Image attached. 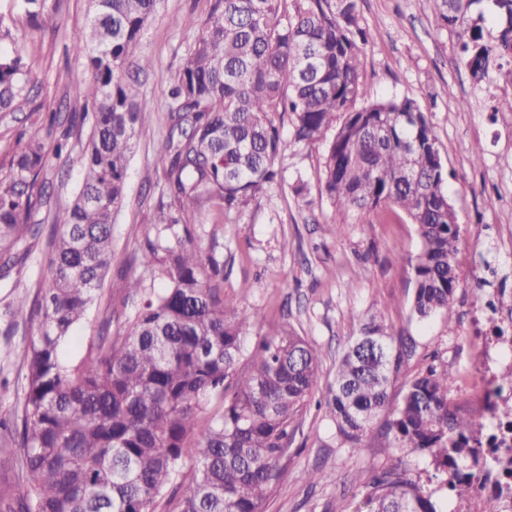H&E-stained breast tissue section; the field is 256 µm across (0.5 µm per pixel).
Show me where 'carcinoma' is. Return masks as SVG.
Here are the masks:
<instances>
[{
  "instance_id": "obj_1",
  "label": "carcinoma",
  "mask_w": 512,
  "mask_h": 512,
  "mask_svg": "<svg viewBox=\"0 0 512 512\" xmlns=\"http://www.w3.org/2000/svg\"><path fill=\"white\" fill-rule=\"evenodd\" d=\"M0 14V40L19 39L15 16L36 20L49 0H14ZM442 22L458 40L472 78L501 66L498 46L467 23L485 0H440ZM501 46L512 49V0H490ZM160 0H91L86 27L73 34L90 74L68 123L36 113L45 136L18 138L12 175L0 179V278L23 264L22 246L39 236L30 223L42 204L38 178L47 141L59 156L71 139L90 135L83 181L73 203L53 217L51 285L33 300L16 299L43 320L18 356L26 384L13 415L0 414V451L31 476L18 494L0 478V512H263L278 463L294 442L319 377L315 349L290 328L263 338L248 372L237 370L251 315L224 298V265L193 245L186 206L207 210L212 224L238 212L275 183V160L329 139L321 194L337 210L402 211L417 227L411 258L410 311L442 314L453 332L459 225L433 126L413 99L357 106L365 95L358 0H214L171 81L167 131L155 148L164 183L153 213L157 241L138 263L163 285L127 284L132 311L113 338L112 303L98 336L76 364L62 358L74 328L100 302L112 263V225L127 200L136 131L145 120L140 89L125 72ZM25 58L0 55V112H12L30 81ZM288 118L283 136L276 119ZM332 136H327V133ZM357 333L336 363L325 398L336 438L364 447L378 418L389 449L427 455L441 483L448 460L469 452L479 418L461 414L449 394L453 378L429 365L409 380L397 405L389 387L408 351L383 318L352 314ZM192 466L185 468V459ZM354 512H440L397 468L374 473Z\"/></svg>"
}]
</instances>
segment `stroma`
I'll use <instances>...</instances> for the list:
<instances>
[{
	"mask_svg": "<svg viewBox=\"0 0 512 512\" xmlns=\"http://www.w3.org/2000/svg\"><path fill=\"white\" fill-rule=\"evenodd\" d=\"M213 0H163L145 30L136 56L154 61L150 74L129 69L138 80L139 102L148 111L137 130L127 177V203L112 229V265L103 288L117 315L113 335H123L122 300L129 279L152 282L155 274L131 261L155 240L150 222L163 181L153 164V145L166 132L165 104L178 61L194 31L176 25L181 16L205 20ZM56 8L38 22L19 19L25 39L0 42V52H20L31 65L28 93L16 111L0 112V178L10 173L9 161L18 137L30 136L32 111L55 110L68 117L67 103L87 78L82 60L69 51V36L86 25L89 0H55ZM362 27L369 33L361 47L366 101L410 98L427 113L448 177V196L460 227L458 282L454 297L455 327L443 315L417 321L410 313L414 287L409 258L419 245L413 224L400 212L359 215L340 213L320 192L326 141L289 152L279 167L282 179L251 201L234 219L197 224L194 243L204 256L224 264V296L236 299L253 321L246 345L282 327H292L316 350L321 371L314 393L322 398L334 378L336 359L356 329L351 314L383 317L413 345L390 387L391 401H400L408 381L423 367L445 369L455 379L452 404L476 390L468 371L472 345L467 318L485 299L481 279L486 265L512 273V255L499 244L512 234V112L497 111L498 101L512 96V57L474 81L448 29L439 27L436 0H358ZM481 162H474V152ZM81 150L73 148L50 158L41 177L42 206L31 221L41 227L30 240L21 270L0 280V411L11 412L25 383V371L13 352L34 340L41 327L37 315H11L17 295L47 285L51 274L47 243L56 210L67 207L81 182ZM308 182L296 196L297 177ZM341 235L330 233L332 223ZM396 467L433 492L438 481L429 458L411 449L387 452L377 434L364 448L341 445L324 411L308 406L294 444L280 461V478L264 512H352L354 495L373 470ZM319 470L323 478L308 484L303 475Z\"/></svg>",
	"mask_w": 512,
	"mask_h": 512,
	"instance_id": "35a3bbf8",
	"label": "stroma"
}]
</instances>
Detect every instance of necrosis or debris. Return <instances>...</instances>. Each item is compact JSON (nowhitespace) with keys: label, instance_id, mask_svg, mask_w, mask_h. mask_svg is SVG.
Segmentation results:
<instances>
[{"label":"necrosis or debris","instance_id":"necrosis-or-debris-1","mask_svg":"<svg viewBox=\"0 0 512 512\" xmlns=\"http://www.w3.org/2000/svg\"><path fill=\"white\" fill-rule=\"evenodd\" d=\"M483 285L490 293L473 311L468 334L474 345L469 370L477 382L472 404L484 417V429L469 464L457 468L473 491L465 499L449 498V512H484L490 499L499 512H512V386L497 377L501 366L512 367V295L502 296L504 283L496 273L486 275Z\"/></svg>","mask_w":512,"mask_h":512}]
</instances>
